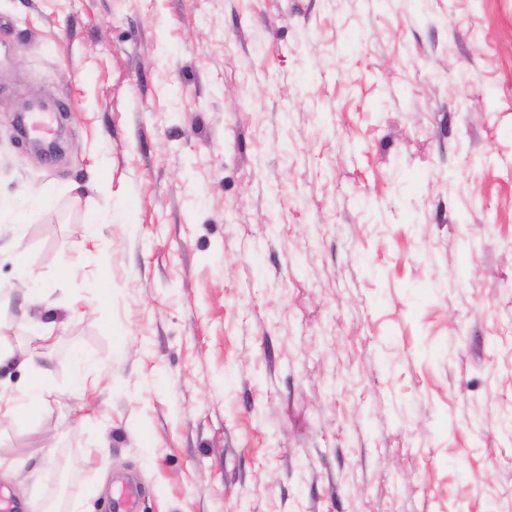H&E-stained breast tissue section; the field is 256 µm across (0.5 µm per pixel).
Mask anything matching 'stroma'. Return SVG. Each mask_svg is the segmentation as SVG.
Wrapping results in <instances>:
<instances>
[{"label":"stroma","mask_w":512,"mask_h":512,"mask_svg":"<svg viewBox=\"0 0 512 512\" xmlns=\"http://www.w3.org/2000/svg\"><path fill=\"white\" fill-rule=\"evenodd\" d=\"M0 198L18 512H512V0H0ZM36 358L34 354H28L22 357L8 343L3 342L0 337V386L2 381L8 382L11 377L12 370L23 366H36ZM1 374L3 378L1 379ZM53 391L41 378L33 377L26 388L25 400L21 403H4L0 396V422L1 419L9 420L18 429H24L29 421L46 412L52 397Z\"/></svg>","instance_id":"stroma-1"}]
</instances>
